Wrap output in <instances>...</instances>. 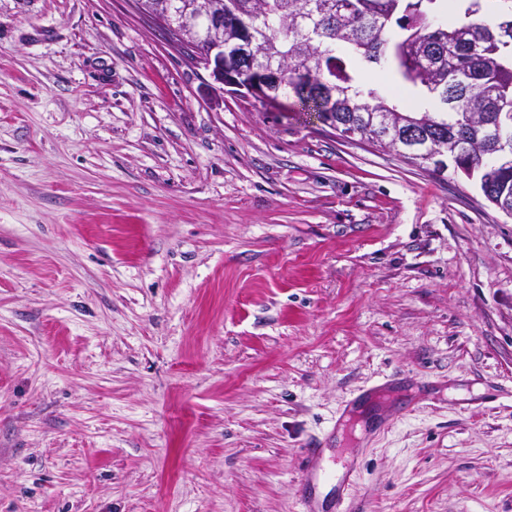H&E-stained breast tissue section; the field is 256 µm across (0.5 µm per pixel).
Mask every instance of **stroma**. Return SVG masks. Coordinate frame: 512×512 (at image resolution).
I'll return each instance as SVG.
<instances>
[{
  "label": "stroma",
  "instance_id": "1",
  "mask_svg": "<svg viewBox=\"0 0 512 512\" xmlns=\"http://www.w3.org/2000/svg\"><path fill=\"white\" fill-rule=\"evenodd\" d=\"M312 440L347 512H512V215L130 0H0V512H302ZM324 448H307L310 463L301 479V493L305 510L303 512H344V504L356 492V467L353 460L336 461V492L331 501L319 504L316 500L315 485L325 475L320 464L315 463L323 456Z\"/></svg>",
  "mask_w": 512,
  "mask_h": 512
}]
</instances>
